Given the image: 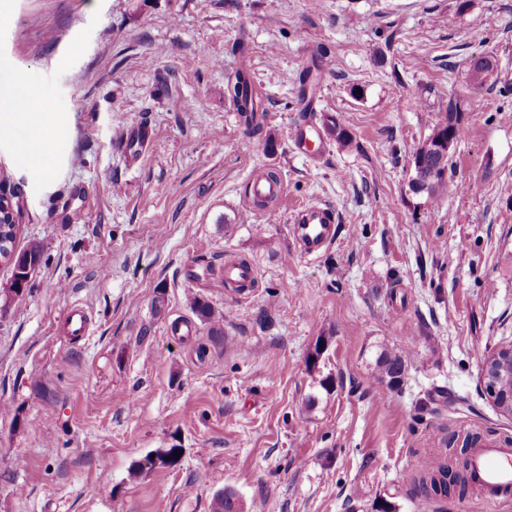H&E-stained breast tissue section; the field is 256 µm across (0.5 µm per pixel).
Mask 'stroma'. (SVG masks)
<instances>
[{
    "label": "stroma",
    "instance_id": "obj_1",
    "mask_svg": "<svg viewBox=\"0 0 512 512\" xmlns=\"http://www.w3.org/2000/svg\"><path fill=\"white\" fill-rule=\"evenodd\" d=\"M458 3L0 0V85L68 130L47 183L0 136L15 247L42 246L0 311V512H212L225 488L240 512H417L422 463L463 467L470 436L512 443L480 377L512 344V0ZM309 68L307 117L353 136L320 161L290 150ZM240 70L258 134L226 93ZM452 102L466 134L435 193L413 192L408 156ZM138 122L153 138L135 161L120 141ZM268 168L289 205L337 212L316 257L286 213L247 204ZM238 256L257 271L245 294L224 285ZM383 346L410 356L392 391ZM158 448L178 464L133 475Z\"/></svg>",
    "mask_w": 512,
    "mask_h": 512
}]
</instances>
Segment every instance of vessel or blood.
Masks as SVG:
<instances>
[{
	"instance_id": "b4317fda",
	"label": "vessel or blood",
	"mask_w": 512,
	"mask_h": 512,
	"mask_svg": "<svg viewBox=\"0 0 512 512\" xmlns=\"http://www.w3.org/2000/svg\"><path fill=\"white\" fill-rule=\"evenodd\" d=\"M151 141V129L139 123L124 133V147L133 157L141 156ZM324 138L318 128L308 123L296 125L291 135V150L308 157L321 155ZM249 199L271 200L273 208L285 201L282 181L253 178ZM291 233L299 243L302 255L311 256L330 245L334 239L335 212L326 205L295 206L288 215ZM468 477L479 491L484 505L495 512L498 505L512 499V445L496 442L481 443L473 447L468 460Z\"/></svg>"
}]
</instances>
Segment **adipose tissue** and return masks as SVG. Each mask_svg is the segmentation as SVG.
<instances>
[{"mask_svg":"<svg viewBox=\"0 0 512 512\" xmlns=\"http://www.w3.org/2000/svg\"><path fill=\"white\" fill-rule=\"evenodd\" d=\"M15 128L26 132L16 148L25 167L41 181L51 180L55 168L48 159L50 137L59 126L49 113L29 109L26 89L21 85L0 88V132L7 134Z\"/></svg>","mask_w":512,"mask_h":512,"instance_id":"obj_1","label":"adipose tissue"}]
</instances>
